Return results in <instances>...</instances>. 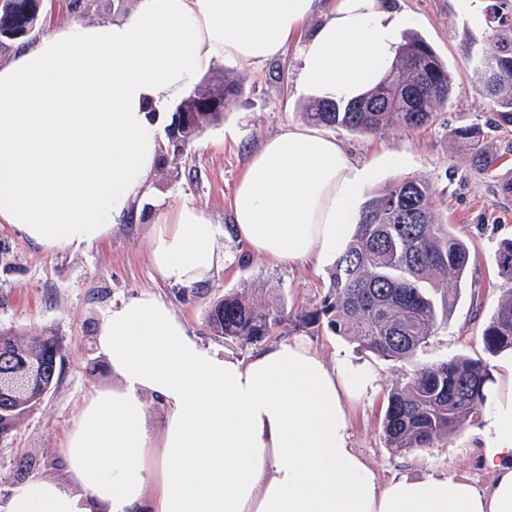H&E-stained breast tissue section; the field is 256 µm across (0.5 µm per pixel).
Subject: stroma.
Instances as JSON below:
<instances>
[{
    "label": "stroma",
    "instance_id": "obj_1",
    "mask_svg": "<svg viewBox=\"0 0 512 512\" xmlns=\"http://www.w3.org/2000/svg\"><path fill=\"white\" fill-rule=\"evenodd\" d=\"M133 0H42L38 32L72 18L95 22L112 18ZM489 0H393L402 19L401 34L417 33L447 62L453 92L435 121L415 129H391L363 135L328 128L360 163L370 165L366 194L380 191L400 177L426 179L449 223L472 243V285L448 319L447 329L419 351L435 362L455 356L488 358L498 370L500 357H487L482 331L498 307L506 282L499 277L495 253L512 239V202L498 188L501 168L512 167V130L496 126L494 111L477 94L474 67L488 48L485 33L474 29L475 13ZM296 46L280 57L243 73L242 92L222 121L204 128L188 145L169 137L173 113L161 120V156L151 192L129 221L90 246L46 251L13 225L0 223V330L20 337L51 336L61 346L57 384L22 415L8 434L0 435V494L16 484L61 477L60 448L84 401L111 384L112 374L96 345L97 329L114 305L150 289L171 303L204 345L238 358L240 344L213 336L207 311L225 292L245 293L257 305L275 303L286 310L319 302L329 283V266L274 264L248 257L235 239L218 245L228 253L225 268L203 286L184 291L163 284L150 262L149 219L189 201L204 208L222 228L231 226L230 203L248 154L286 125L302 122L308 96L297 88ZM480 126L484 163L474 161L456 129ZM302 340L329 364L363 365L376 374L372 389L351 404L352 434L381 480L429 471L465 476L486 483L488 473L473 449L480 421L472 420L454 436L433 447L394 454L384 441L381 421L388 395L406 382L408 365L358 350L356 344L327 330L302 333Z\"/></svg>",
    "mask_w": 512,
    "mask_h": 512
}]
</instances>
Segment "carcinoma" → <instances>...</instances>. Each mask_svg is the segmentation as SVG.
<instances>
[{"mask_svg": "<svg viewBox=\"0 0 512 512\" xmlns=\"http://www.w3.org/2000/svg\"><path fill=\"white\" fill-rule=\"evenodd\" d=\"M40 0H4L0 32L14 34L38 22ZM488 13L496 29L493 47L475 72L479 94L496 112L497 127H512V0H495ZM242 79L224 75L184 98L193 122L174 139L188 145L224 112L205 103L224 94L231 104ZM448 65L419 34L404 37L392 67L364 96L347 103L315 99L303 116L312 124L341 126L360 134L389 127L417 129L434 122L452 94ZM498 273L512 283V239L495 254ZM470 243L443 220L429 182L399 178L360 206V220L336 260L327 292L300 310L257 306L239 292L215 301L207 322L213 335L257 345L285 332L325 328L360 349L410 366L408 381L391 390L382 422L387 447L396 454L433 447L483 414L492 381L484 359L453 357L419 363V350L448 325L466 288ZM494 357L512 351V289L502 296L482 332ZM60 347L49 336L21 338L0 331V434L39 402L56 383Z\"/></svg>", "mask_w": 512, "mask_h": 512, "instance_id": "1", "label": "carcinoma"}]
</instances>
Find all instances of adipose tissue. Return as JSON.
<instances>
[{"mask_svg":"<svg viewBox=\"0 0 512 512\" xmlns=\"http://www.w3.org/2000/svg\"><path fill=\"white\" fill-rule=\"evenodd\" d=\"M397 25L391 0H135L99 23L53 27L0 63V222L47 250L88 246L147 195L162 113L215 64L249 69L297 37L299 89L346 101L392 66ZM370 178L335 137L287 125L248 156L233 232L254 256L329 263ZM218 234L196 205L158 214L159 280L206 283L224 264ZM97 345L115 381L79 410L64 477L13 486L0 512H512V360L484 414L486 484L432 473L384 483L354 446L348 409L373 387L370 368L329 366L298 338L245 361L220 354L150 290L112 308ZM149 398L165 410L157 434Z\"/></svg>","mask_w":512,"mask_h":512,"instance_id":"ef3b65f1","label":"adipose tissue"}]
</instances>
